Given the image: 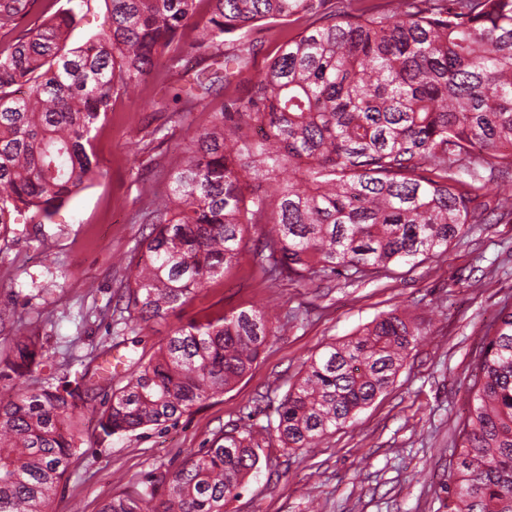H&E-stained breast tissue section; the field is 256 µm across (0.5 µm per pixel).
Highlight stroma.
<instances>
[{
  "label": "stroma",
  "mask_w": 512,
  "mask_h": 512,
  "mask_svg": "<svg viewBox=\"0 0 512 512\" xmlns=\"http://www.w3.org/2000/svg\"><path fill=\"white\" fill-rule=\"evenodd\" d=\"M69 8L76 13L70 46L106 28L103 0H34L29 15L0 29V45ZM303 27L285 22L251 33V73ZM193 38L191 29L179 30L176 41L185 50L179 68L158 65L140 98L113 99L94 132L100 177L51 218L20 219L0 240V391L16 382L9 363L19 324L42 338L30 380L72 388L84 373L103 377L86 397L83 453L49 512H99L108 498L176 470L220 432L265 424L267 403L284 396L303 362L397 307L412 310L425 335L394 385L309 453L270 441L265 452L274 467H261L224 512H447L443 487L456 462L453 448L474 362L497 312L512 304V221L471 225L461 241L431 259L305 287L286 278L261 282L245 257L166 318L135 334L120 325L122 259L141 237L144 213L168 193L190 131L143 102L190 86L199 72L216 71L212 60L189 52ZM238 306L262 310L277 331L242 379L176 423L122 435L102 432L97 411L124 384L130 359L153 353L177 326Z\"/></svg>",
  "instance_id": "stroma-1"
}]
</instances>
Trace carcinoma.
Here are the masks:
<instances>
[{"label": "carcinoma", "instance_id": "carcinoma-1", "mask_svg": "<svg viewBox=\"0 0 512 512\" xmlns=\"http://www.w3.org/2000/svg\"><path fill=\"white\" fill-rule=\"evenodd\" d=\"M109 23L68 47L65 10L0 50V238L33 210L48 218L99 175L92 131L162 59L190 49L223 60L224 76H196L147 101L191 129L221 79L249 68L243 38L291 17L307 25L248 93L195 131L169 196L143 216L151 225L130 260L122 298L134 333L196 296L249 254L264 282L356 274L439 249L469 224L512 216V0H104ZM30 0H0V28ZM489 176H484V172ZM255 224L269 226L254 244ZM16 374L39 355L40 337L16 329ZM274 331L253 308L176 327L150 356L131 360L126 383L99 411L108 436L177 422L224 393L257 361ZM424 332L405 310L304 362L267 424L234 428L161 473L105 502L100 512H224L259 469L266 441L307 452L393 386ZM79 386L50 384L0 398V512H48L83 444ZM449 474L448 512H512V306L486 334ZM164 498L146 511L144 503Z\"/></svg>", "mask_w": 512, "mask_h": 512}]
</instances>
